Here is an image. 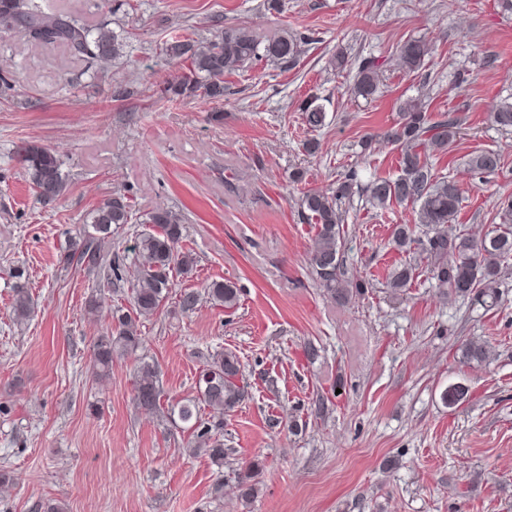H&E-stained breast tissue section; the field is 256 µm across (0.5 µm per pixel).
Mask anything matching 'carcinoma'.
<instances>
[{
	"label": "carcinoma",
	"instance_id": "obj_1",
	"mask_svg": "<svg viewBox=\"0 0 512 512\" xmlns=\"http://www.w3.org/2000/svg\"><path fill=\"white\" fill-rule=\"evenodd\" d=\"M15 27L24 28L37 43L66 45L100 73L111 69L125 54L123 39L112 29L104 25L89 28L68 13L47 12L37 0H0V30ZM310 41V37L286 29L272 39L262 40L252 28L240 24H226L211 36L197 40L174 37L163 43L160 53L184 66L164 82L161 94L170 101L196 96L222 99L224 76L243 73L259 61L286 68L308 52ZM433 53L430 40L410 37L396 47L394 58L398 69L410 75L424 68ZM384 67L374 55L355 60L354 93L364 99L374 98L380 92ZM299 110L307 128L316 131L326 125V112L317 98L305 99ZM491 120L498 127L511 130L512 103L500 105L491 113ZM457 129L458 123L450 117L433 120L424 99H408L399 107L397 123L383 135L398 150L399 171L395 177L375 175L363 183L354 168L338 180L334 190L308 188L301 192L299 214L314 225L307 253L308 272L329 300L348 304L366 288L365 282L345 277L343 264L342 204L357 195L373 209L394 203L414 208L415 223L395 225L392 243L408 254L419 250V257L395 267L387 287L404 292L425 272L445 297L467 298L487 310L499 304L502 262L512 256V200L498 203L496 217L500 223L484 236L476 238L457 228L462 187L456 180L438 175L429 163L430 156L448 152ZM15 158L38 203L51 204L66 192L70 173L55 148L23 140L16 146ZM464 165L470 172H492L501 166V156L490 150H476L466 156ZM133 223L147 228L137 233L132 247L130 307L115 311L110 329L95 337L92 344L94 376L99 381L110 377L114 361L142 345L143 321L159 311L173 290H179L178 305L184 312L195 310L200 302L199 292L180 289L174 281L175 273L188 276L195 265L193 254L182 246L181 218L167 207H157L140 219L127 198L117 192L92 209L88 230L70 241L60 253V262L65 267L75 264L89 271L97 269L102 247L112 238V227ZM14 278L12 313L15 320L22 322L32 316L34 303L24 272L17 271ZM205 292L212 303L226 310L236 308L241 296V289L229 281H213ZM490 359L491 350L484 343L469 341L462 349V360L467 364L482 365ZM242 379L239 357L232 351L217 353L204 364L196 381L210 420L200 419L194 404L178 406L181 421H194L192 446L217 464L224 461V441L220 438L224 415L245 399ZM467 396L468 388L455 383L448 386L442 399L453 407L464 403ZM160 400L157 369L148 362L140 363L134 377L135 404L153 413L160 410Z\"/></svg>",
	"mask_w": 512,
	"mask_h": 512
}]
</instances>
